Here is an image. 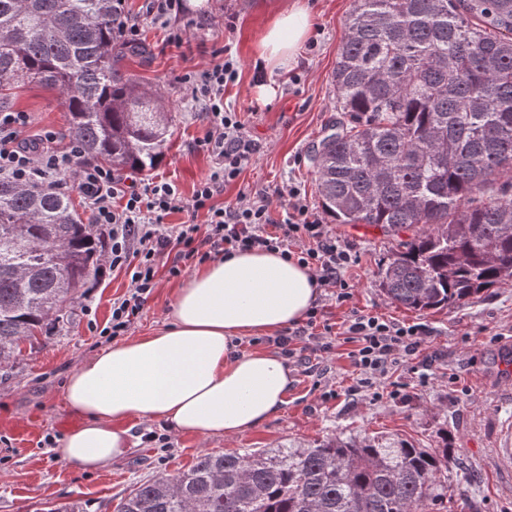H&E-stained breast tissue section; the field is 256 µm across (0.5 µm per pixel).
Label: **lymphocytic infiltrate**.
Wrapping results in <instances>:
<instances>
[{"label": "lymphocytic infiltrate", "mask_w": 512, "mask_h": 512, "mask_svg": "<svg viewBox=\"0 0 512 512\" xmlns=\"http://www.w3.org/2000/svg\"><path fill=\"white\" fill-rule=\"evenodd\" d=\"M238 73V61L228 53L223 62L185 78L192 98L203 105L207 123L196 147L214 161L209 175L188 198L172 183L141 182L83 161L77 140H70L62 151L55 149L53 133L42 143L24 140L28 113L0 108V179L21 187L60 190L76 185L86 200L90 224L105 239V267L124 272L129 280L126 293L112 301L103 335H126L157 288L160 272L177 277L193 264L239 252L280 253L307 267L328 299L342 304L351 298L352 285L346 274L358 265L360 256L323 224L300 187L277 190L275 196L285 201L278 215L271 209L272 198L264 193H242L224 206L215 205V196L236 182L261 151L260 143L247 135L240 113L224 107V89L236 81ZM202 211L208 215L203 228L195 222ZM173 213L186 214V222L166 225V217ZM331 333V325L315 306L300 324L269 337L268 342L306 375L314 371L315 360L331 351ZM340 334L354 346L357 376L349 390L355 394L371 387L374 379L394 366L418 358L431 331L423 323H399L355 311L343 322Z\"/></svg>", "instance_id": "f902f5d3"}]
</instances>
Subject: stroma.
Segmentation results:
<instances>
[{
  "mask_svg": "<svg viewBox=\"0 0 512 512\" xmlns=\"http://www.w3.org/2000/svg\"><path fill=\"white\" fill-rule=\"evenodd\" d=\"M143 2L124 3L126 15L142 21L139 42L147 50L127 60L126 70L158 90L171 132L150 180L170 181L188 197L210 173L212 159L195 146L207 125L182 79L218 63V50L227 46L239 61V78L225 88L224 103L244 113L246 130L262 150L216 204L242 192H271L295 183L306 190L310 205L319 207L308 154L336 116L332 73L354 0H308L312 32L298 62L261 73L255 70L259 40L275 11L292 0H205L201 7H185L180 22L188 32L178 48L166 44L161 24L142 20ZM261 81L274 85L271 101L257 98L254 88ZM13 93V110L31 118L26 138L67 134V109L56 91L25 81L16 83ZM332 230L361 255L360 265L348 272L354 284L349 308L428 324L433 333L424 348L431 363L409 361L376 379L370 390L352 395L353 346L337 340L324 356L325 374L294 372L286 404L259 428L228 440L134 420L128 455L81 473L57 455L67 432L81 422L66 404L64 383L84 359L111 345V338L97 330L109 321L113 299L127 289L124 273L100 272L80 298L63 306L50 340L22 344L20 355L0 364V512H41L49 504L76 501L88 512H114L136 482L187 469L205 452L307 444L336 433L395 436L418 448H436L443 430L453 450L454 478L470 482L466 496L449 494L447 512H512V473L497 461L501 427L512 422V281L444 310L410 311L392 304L377 286L378 271L398 238L375 227L358 233L353 225L336 224ZM178 285L161 279L131 335L165 323ZM147 429L164 435L166 446L145 447L141 435Z\"/></svg>",
  "mask_w": 512,
  "mask_h": 512,
  "instance_id": "1",
  "label": "stroma"
}]
</instances>
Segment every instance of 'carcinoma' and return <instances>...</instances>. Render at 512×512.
<instances>
[{
    "label": "carcinoma",
    "mask_w": 512,
    "mask_h": 512,
    "mask_svg": "<svg viewBox=\"0 0 512 512\" xmlns=\"http://www.w3.org/2000/svg\"><path fill=\"white\" fill-rule=\"evenodd\" d=\"M113 0H0V105L26 78L64 98L84 155L154 169L168 122L128 74ZM332 82L341 117L309 155L324 212L398 244L378 271L391 302L438 311L512 279V0H356ZM102 239L70 194L0 181V354L51 338L96 275ZM450 448L383 436L205 452L137 483L115 512H437Z\"/></svg>",
    "instance_id": "cac0c4a2"
}]
</instances>
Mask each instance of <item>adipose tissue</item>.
Wrapping results in <instances>:
<instances>
[{"label":"adipose tissue","instance_id":"adipose-tissue-1","mask_svg":"<svg viewBox=\"0 0 512 512\" xmlns=\"http://www.w3.org/2000/svg\"><path fill=\"white\" fill-rule=\"evenodd\" d=\"M311 27L306 0H294L266 29L258 61L297 62ZM315 298L308 268L277 253L205 265L177 289L164 327L105 347L69 374L65 400L83 422L66 434L60 459L82 472L122 459L132 419L227 438L263 425L285 405L293 375L278 354L237 342L298 322Z\"/></svg>","mask_w":512,"mask_h":512}]
</instances>
